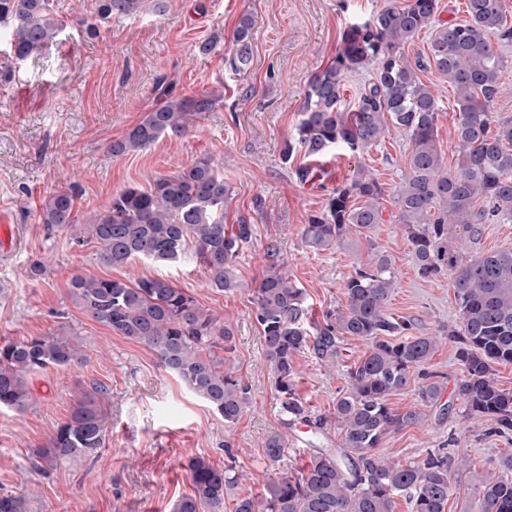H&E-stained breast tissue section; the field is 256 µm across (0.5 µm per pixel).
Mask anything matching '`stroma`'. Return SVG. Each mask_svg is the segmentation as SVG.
I'll return each mask as SVG.
<instances>
[{
    "label": "stroma",
    "mask_w": 512,
    "mask_h": 512,
    "mask_svg": "<svg viewBox=\"0 0 512 512\" xmlns=\"http://www.w3.org/2000/svg\"><path fill=\"white\" fill-rule=\"evenodd\" d=\"M395 0H166L164 14L142 11L98 23L95 0H50L63 29L53 43L25 58L10 48L12 32L0 26V207L13 212L16 236L0 245V343L29 336H71L87 360L48 367L29 377L33 400L22 412L0 410V492L26 494L29 512H172L191 491L190 460L202 457L230 469L237 481L224 496V512L245 495L265 491L272 471L265 444L287 435L282 470L295 472L309 459L304 433L286 431L281 397L255 318L253 290L267 271L266 250L277 247L288 271L307 294L310 313L323 320L343 306L344 281L365 264L372 249L390 255L396 278L388 311L422 331L458 324L452 280L418 275L404 229L393 221L365 236L324 251L306 246L302 231L329 194L368 170L393 191L410 151L399 134L360 153L339 146L318 162L303 154L284 159L283 148L301 118L310 76L329 65L344 29L361 23ZM254 20L251 62L229 65L233 33L242 15ZM211 54L195 47L209 38ZM439 104L437 141L449 171H456L454 127L458 111L447 82L426 73ZM215 91L214 110L198 114L190 132L165 137L122 157L108 151L144 113L169 93L179 97ZM211 155L231 189L224 225L239 220L253 235L235 268L238 288H211L205 267L186 250L174 263L137 260L122 268L105 265L100 247L79 241L67 227L38 221L44 199L78 185L76 223H85L112 196L130 185L148 186L195 158ZM311 168L313 175L302 178ZM46 267L29 275L32 259ZM100 278H165L187 289L219 321L231 325L234 350L227 361L246 390V408L224 423L159 366L144 346L89 319L70 295L72 275ZM366 342L345 339L335 363L305 352L296 360V389L313 415L333 413L347 386L348 369L366 352ZM429 371L444 391L431 421L388 435L380 452L407 462L445 449L467 457L465 469L449 473L448 512H467L473 496L471 470L499 469L512 455V433L492 432L491 422L472 427L457 393L462 370L456 345L442 340ZM104 388L109 425L103 448L60 464L42 475L33 453L66 421L81 391Z\"/></svg>",
    "instance_id": "obj_1"
}]
</instances>
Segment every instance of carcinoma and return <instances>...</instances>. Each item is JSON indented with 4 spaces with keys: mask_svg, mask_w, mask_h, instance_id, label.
Masks as SVG:
<instances>
[{
    "mask_svg": "<svg viewBox=\"0 0 512 512\" xmlns=\"http://www.w3.org/2000/svg\"><path fill=\"white\" fill-rule=\"evenodd\" d=\"M147 0H96L99 18L135 14ZM509 0H467L468 19L434 24L438 0H406L387 7L342 35L333 62L308 81L296 133L285 157L297 152L318 158L343 145L352 151L376 146L399 133L409 140L407 170L391 196L395 221L411 245L419 276L453 279L459 325L448 330L457 344L463 377L457 387L467 419L494 422V432H512V390L497 382L494 365L512 362V252L473 253L488 224L512 223V116L494 119L491 108L506 93L500 82L498 45L512 42L506 24ZM0 22L14 27L12 47L24 58L57 37L61 26L49 0H0ZM433 27L427 52L409 62L405 45ZM252 18L243 15L234 33L230 66L250 63ZM374 67V77L354 107L342 106L340 87L349 72ZM434 71L456 93L458 121L454 140L458 167L445 170L437 145L439 106L432 86L420 74ZM219 102L214 93L168 96L151 108L124 137L114 140V156L143 150L163 137H182L194 116ZM385 189L360 168L336 187L325 206L308 218L303 238L314 251L349 241L353 234L385 223ZM230 188L210 155H202L172 174L159 175L148 187L130 185L87 219L84 233L100 245V260L122 267L135 259L175 261L187 248L209 274L210 287H239L235 262L252 237L245 220L228 230L224 204ZM77 189L48 196L38 216L48 227L75 223ZM268 271L254 288L256 321L277 373L285 427L304 425L314 441L309 464L293 475L279 472L288 453V437L265 445L267 466L275 477L261 496L236 501L234 512H395L405 496L412 512H448L449 472L455 459L428 452L414 461L387 460L379 452L391 433L419 426L430 418L442 383L422 372L440 344L436 334L415 331L408 319L387 313L395 269L383 251L373 252L343 284L345 306L335 322L310 330L303 289L288 273L276 247L266 251ZM71 298L87 317L125 339L146 346L166 370L198 399L235 423L246 397L239 378L224 370L231 326L221 323L186 289L164 278L104 279L75 275ZM395 333L397 341L384 336ZM346 338L368 343L363 357L348 370V386L329 416H312L295 391V357L311 351L335 361ZM84 360L73 338L31 336L0 343V409L23 411L32 400L28 376L47 367L66 368ZM417 384V400L403 411L389 397ZM103 388L82 394L67 421L57 426L46 446L35 451V466L46 472L102 447L108 422L99 400ZM340 445L319 443L331 428ZM191 493L173 512H224V491L236 477L203 457L189 464ZM512 456L496 472L472 471L476 497L470 512H512ZM0 512H26L25 495L0 493Z\"/></svg>",
    "mask_w": 512,
    "mask_h": 512,
    "instance_id": "obj_1",
    "label": "carcinoma"
}]
</instances>
